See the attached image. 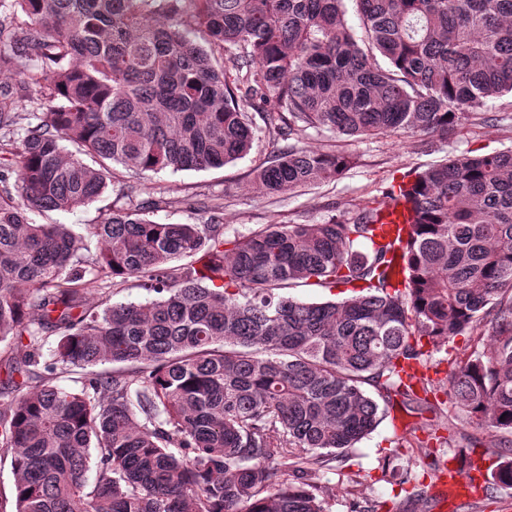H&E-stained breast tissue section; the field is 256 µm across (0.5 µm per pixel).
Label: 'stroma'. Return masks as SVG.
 <instances>
[{"mask_svg":"<svg viewBox=\"0 0 512 512\" xmlns=\"http://www.w3.org/2000/svg\"><path fill=\"white\" fill-rule=\"evenodd\" d=\"M487 110L486 120H465L445 139L353 140L329 131L310 132L303 147L350 153L357 162L339 179L278 196L260 193L253 183L255 168L275 149L272 138L264 132L256 136L249 154L222 168L175 173L164 170L143 177L134 175L130 181L140 189L139 200L159 194L167 198V207L152 215L154 221L163 224L209 223L208 212L187 207L185 200L190 196L223 197V229L230 237L282 220L320 224L350 211L353 204L381 196L403 174L424 170L446 157L512 149V97L490 100ZM127 204V199L119 198L111 189L87 206L45 215L36 212L32 218L39 224H65L76 235L86 236L88 225ZM468 353L461 337L440 344L423 366L434 388L429 396L431 410L419 415L395 405L378 427L350 450L346 462L334 464L321 475L319 495L327 512H364L371 504L378 505L379 512H436L437 467L446 466L455 451L464 450L469 437L477 433L463 421L456 431L448 429L452 410L448 371L451 363L465 359ZM408 427L413 430V445L404 448L398 440ZM447 437L453 438V445H444Z\"/></svg>","mask_w":512,"mask_h":512,"instance_id":"stroma-1","label":"stroma"}]
</instances>
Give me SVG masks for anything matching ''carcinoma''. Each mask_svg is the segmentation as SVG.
Segmentation results:
<instances>
[{"instance_id":"cac0c4a2","label":"carcinoma","mask_w":512,"mask_h":512,"mask_svg":"<svg viewBox=\"0 0 512 512\" xmlns=\"http://www.w3.org/2000/svg\"><path fill=\"white\" fill-rule=\"evenodd\" d=\"M350 2L356 28L345 0H0V75L39 92L21 112L0 86V343L25 348L0 403V512H326L321 472L395 403L432 408L402 373L458 336L472 351L449 375L448 431L481 429L472 448L512 486V149L416 173L410 230L388 242L375 199L231 239L219 199L189 202L202 229L149 219L168 204L152 197L88 225L93 255L29 217L133 196L118 165L240 159L256 114L282 143L254 170L273 196L354 164L301 147L310 129L446 138L512 94V0ZM130 277L156 297L109 304ZM308 285L355 296L286 293ZM105 364L120 368L87 372ZM349 289V290H348ZM289 294L293 298L307 302V303H319L325 302L328 300H335L336 302L342 301L350 296L353 293L350 291V288H336L333 291L325 290L323 288H315V287H298L289 289Z\"/></svg>"}]
</instances>
